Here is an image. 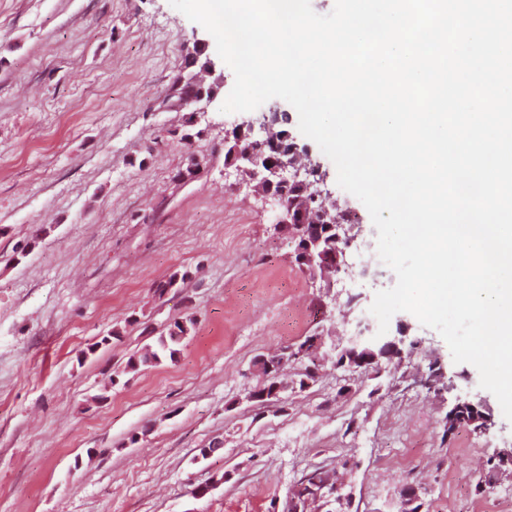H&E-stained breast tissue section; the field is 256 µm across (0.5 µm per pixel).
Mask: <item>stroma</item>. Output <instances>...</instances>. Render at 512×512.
Instances as JSON below:
<instances>
[{
	"instance_id": "35a3bbf8",
	"label": "stroma",
	"mask_w": 512,
	"mask_h": 512,
	"mask_svg": "<svg viewBox=\"0 0 512 512\" xmlns=\"http://www.w3.org/2000/svg\"><path fill=\"white\" fill-rule=\"evenodd\" d=\"M210 38L169 0H0V512H268L315 466L347 479L356 512H400L408 486L421 512H512V470L485 467L512 450V421L436 330L396 313L401 358L335 364L395 273L376 265L349 292L300 271L224 166L248 113L219 97L163 107L186 44ZM277 106L376 256L368 210ZM188 314L176 359L125 373ZM314 333L324 363L308 386L246 401L255 357ZM461 400L482 405L486 431L445 435Z\"/></svg>"
}]
</instances>
